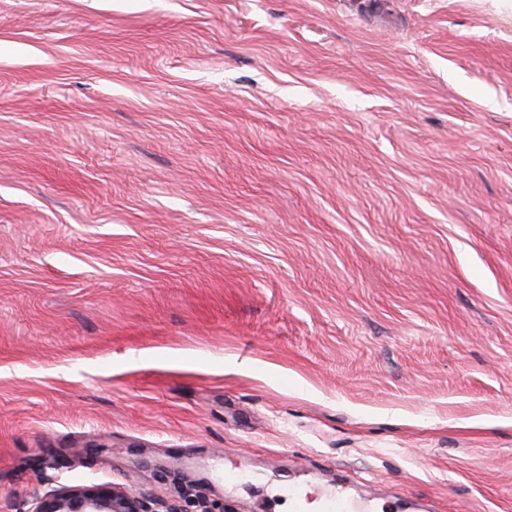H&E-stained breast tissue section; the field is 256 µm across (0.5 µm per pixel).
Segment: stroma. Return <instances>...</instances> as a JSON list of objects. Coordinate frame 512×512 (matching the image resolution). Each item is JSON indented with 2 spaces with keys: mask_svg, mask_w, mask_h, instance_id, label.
<instances>
[{
  "mask_svg": "<svg viewBox=\"0 0 512 512\" xmlns=\"http://www.w3.org/2000/svg\"><path fill=\"white\" fill-rule=\"evenodd\" d=\"M339 478L512 512V0H0V512ZM137 493L107 487H70L35 494L27 512H152Z\"/></svg>",
  "mask_w": 512,
  "mask_h": 512,
  "instance_id": "obj_1",
  "label": "stroma"
}]
</instances>
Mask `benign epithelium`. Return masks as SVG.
Masks as SVG:
<instances>
[{"label":"benign epithelium","instance_id":"obj_1","mask_svg":"<svg viewBox=\"0 0 512 512\" xmlns=\"http://www.w3.org/2000/svg\"><path fill=\"white\" fill-rule=\"evenodd\" d=\"M28 512H152L137 493L107 487H70L36 494Z\"/></svg>","mask_w":512,"mask_h":512}]
</instances>
